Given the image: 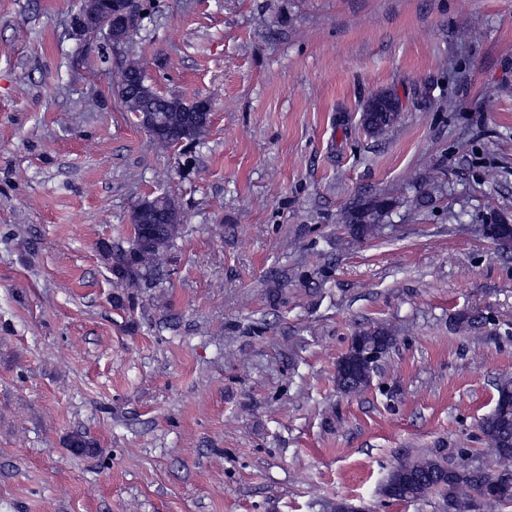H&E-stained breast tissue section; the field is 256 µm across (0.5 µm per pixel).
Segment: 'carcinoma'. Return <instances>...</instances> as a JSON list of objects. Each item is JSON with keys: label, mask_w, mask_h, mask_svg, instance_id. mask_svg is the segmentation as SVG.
I'll return each instance as SVG.
<instances>
[{"label": "carcinoma", "mask_w": 512, "mask_h": 512, "mask_svg": "<svg viewBox=\"0 0 512 512\" xmlns=\"http://www.w3.org/2000/svg\"><path fill=\"white\" fill-rule=\"evenodd\" d=\"M120 99L127 111L140 119L146 114L154 115L163 124H174L184 111L186 102L174 96H164L147 84L140 63L133 62L120 73L118 81ZM397 108L390 95H379L368 104L364 121L367 130L376 136L385 133L393 121ZM390 209L386 200H376L368 207L353 206L348 212L350 231L357 236L374 235L382 216ZM482 234L507 250L512 247V231L505 230L500 223L485 224ZM176 244V239L163 234L142 236L127 250L112 252V247L103 245L109 261V270L119 282L161 280L159 263L144 260L147 255L164 254ZM368 337L371 347L383 355L394 344V336L385 327L377 326L361 332ZM370 383V377L355 373L345 375L336 370V385L345 393H359ZM497 400L493 410L482 418L480 430L487 443V453L495 457V467L482 470L461 469L447 473L448 462L439 456L427 457L409 464L410 474L396 468L390 472L383 486V493L398 489L401 500L420 499L434 493L442 501L443 512H464L467 501L482 494L492 478L497 480V497L488 505L512 502V379H503L496 387Z\"/></svg>", "instance_id": "cac0c4a2"}]
</instances>
